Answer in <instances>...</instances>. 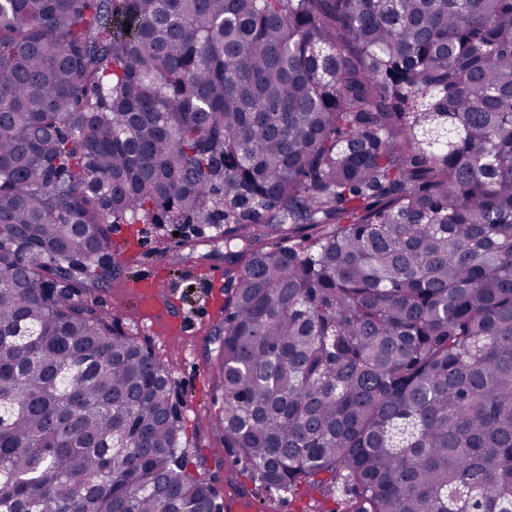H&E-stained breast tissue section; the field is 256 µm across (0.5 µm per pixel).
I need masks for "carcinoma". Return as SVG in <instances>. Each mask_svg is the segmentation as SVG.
Here are the masks:
<instances>
[{"label":"carcinoma","instance_id":"1","mask_svg":"<svg viewBox=\"0 0 512 512\" xmlns=\"http://www.w3.org/2000/svg\"><path fill=\"white\" fill-rule=\"evenodd\" d=\"M116 224L224 243L253 482L512 512V0H0V512L215 497Z\"/></svg>","mask_w":512,"mask_h":512}]
</instances>
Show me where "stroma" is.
Returning <instances> with one entry per match:
<instances>
[{
  "label": "stroma",
  "mask_w": 512,
  "mask_h": 512,
  "mask_svg": "<svg viewBox=\"0 0 512 512\" xmlns=\"http://www.w3.org/2000/svg\"><path fill=\"white\" fill-rule=\"evenodd\" d=\"M113 242L122 244L124 276L101 292V309L121 319L138 341L152 350L169 369L180 400L184 437L192 461L191 469L225 496L228 489L243 487L255 500L258 512H304L308 500H289L286 493L263 491L243 475L237 462L211 429L209 421L217 413L221 380L207 359L209 336L216 318L206 316L207 307L223 302V281L206 280V273L224 265V245L198 238L189 246L190 257L176 262L174 254L162 250L160 230L152 224H122L112 233ZM155 270L161 291L172 294L177 317L199 318V333L180 335L167 332L163 324L146 327L130 319L133 301L127 292L132 282L148 270Z\"/></svg>",
  "instance_id": "obj_1"
}]
</instances>
